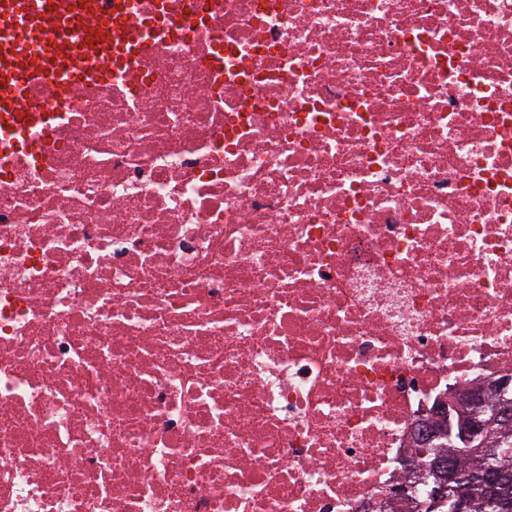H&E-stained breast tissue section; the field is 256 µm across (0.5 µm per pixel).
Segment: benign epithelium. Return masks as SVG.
I'll list each match as a JSON object with an SVG mask.
<instances>
[{
    "instance_id": "7a95c632",
    "label": "benign epithelium",
    "mask_w": 512,
    "mask_h": 512,
    "mask_svg": "<svg viewBox=\"0 0 512 512\" xmlns=\"http://www.w3.org/2000/svg\"><path fill=\"white\" fill-rule=\"evenodd\" d=\"M481 391L471 389L465 394H457L448 401V406L442 408L433 423L409 443L405 449L404 465L424 480V476H435L433 488L428 492V501L421 503L410 494L407 485H394L388 495L392 499L407 500L412 510L418 512L423 508H437L445 503L443 496L447 492H453L448 500L453 502L456 512H466L472 494L481 491L487 497L498 495V488L503 474L497 471L482 472L474 477L467 478L461 475L455 466L456 451L453 448H445L435 455H430L429 444L436 439H443L452 434L453 427L459 426V438L466 445L473 443L477 447L488 445L485 435L486 413L482 408Z\"/></svg>"
}]
</instances>
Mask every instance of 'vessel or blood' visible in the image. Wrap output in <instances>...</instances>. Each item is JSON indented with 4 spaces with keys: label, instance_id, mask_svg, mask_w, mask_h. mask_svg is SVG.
Returning a JSON list of instances; mask_svg holds the SVG:
<instances>
[{
    "label": "vessel or blood",
    "instance_id": "vessel-or-blood-1",
    "mask_svg": "<svg viewBox=\"0 0 512 512\" xmlns=\"http://www.w3.org/2000/svg\"><path fill=\"white\" fill-rule=\"evenodd\" d=\"M84 21L92 33L89 44L67 47V30ZM130 21L126 10L113 8L112 0H83L69 12L58 0H0V127L31 121L27 87L45 75L55 76L58 90L64 92L88 71L107 74L114 62L147 50L144 41L135 47L117 41L115 29ZM49 34L54 37L51 47H42Z\"/></svg>",
    "mask_w": 512,
    "mask_h": 512
}]
</instances>
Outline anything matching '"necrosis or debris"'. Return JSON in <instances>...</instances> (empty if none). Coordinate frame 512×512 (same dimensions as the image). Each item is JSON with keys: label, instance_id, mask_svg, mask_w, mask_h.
Wrapping results in <instances>:
<instances>
[{"label": "necrosis or debris", "instance_id": "4bbe7bcc", "mask_svg": "<svg viewBox=\"0 0 512 512\" xmlns=\"http://www.w3.org/2000/svg\"><path fill=\"white\" fill-rule=\"evenodd\" d=\"M0 152V512H391L512 374V0H131Z\"/></svg>", "mask_w": 512, "mask_h": 512}]
</instances>
